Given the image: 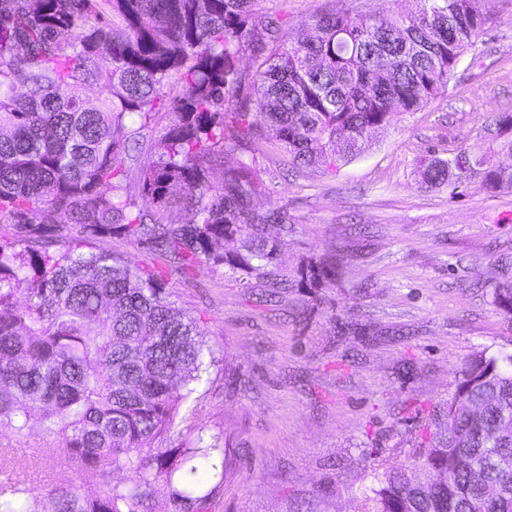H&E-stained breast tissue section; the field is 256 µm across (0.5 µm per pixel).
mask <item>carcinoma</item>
I'll return each mask as SVG.
<instances>
[{
  "instance_id": "obj_1",
  "label": "carcinoma",
  "mask_w": 512,
  "mask_h": 512,
  "mask_svg": "<svg viewBox=\"0 0 512 512\" xmlns=\"http://www.w3.org/2000/svg\"><path fill=\"white\" fill-rule=\"evenodd\" d=\"M418 2L378 16L327 8L295 32L278 18L257 24L254 0H0V426L21 438L41 414L63 465L53 512H146L160 480L175 512H200L204 496L174 479L199 456L224 467L217 438L159 447L217 363L198 318L171 300L163 271L96 241L122 237L180 274L222 269L261 284L267 302L292 287L279 267L295 232L287 205L254 208L263 180L249 162L219 182L211 170L229 153L254 156L271 130L291 168L333 174L370 130L445 91L494 0ZM174 82L165 132L145 147ZM92 86L97 107L83 98ZM487 130L512 155V113ZM459 156L482 170L484 191L512 190V164ZM422 183L465 188L450 158L428 162ZM177 207L193 219L174 223ZM297 275L319 288L336 266L310 260ZM487 287L512 316V279ZM426 421L409 464L368 463L357 512H512V355L475 354ZM75 468L100 472L94 494L79 492ZM116 470L129 482L112 483ZM5 495L38 512L32 483Z\"/></svg>"
}]
</instances>
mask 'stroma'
Listing matches in <instances>:
<instances>
[{"instance_id":"stroma-1","label":"stroma","mask_w":512,"mask_h":512,"mask_svg":"<svg viewBox=\"0 0 512 512\" xmlns=\"http://www.w3.org/2000/svg\"><path fill=\"white\" fill-rule=\"evenodd\" d=\"M370 15L411 13L417 0H256L257 17L306 28L326 4ZM512 112V0H497L472 55L441 95L372 133L336 173L288 170L273 144L256 165L267 185L255 204L287 205L296 231L280 245L281 272L313 257L335 264L326 288L294 287L266 302L223 271L166 273L172 300L200 317L219 360L183 407L174 443L218 437L224 471L198 458L205 512H356L370 458L407 459L421 412L446 404L476 353L512 354V317L486 282L512 268V192L471 186L450 196L420 172L433 157L477 146L512 162L485 128ZM53 439L38 417L26 438L0 444L34 463L51 486L61 468L37 450Z\"/></svg>"}]
</instances>
